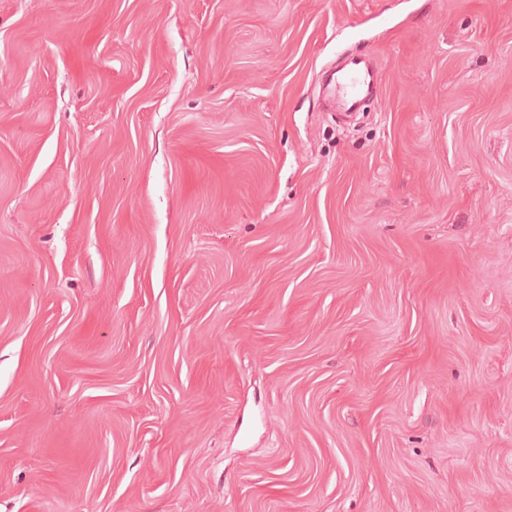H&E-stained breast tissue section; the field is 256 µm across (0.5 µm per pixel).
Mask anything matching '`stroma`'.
Returning <instances> with one entry per match:
<instances>
[{
	"instance_id": "obj_1",
	"label": "stroma",
	"mask_w": 512,
	"mask_h": 512,
	"mask_svg": "<svg viewBox=\"0 0 512 512\" xmlns=\"http://www.w3.org/2000/svg\"><path fill=\"white\" fill-rule=\"evenodd\" d=\"M0 512H512V0H0ZM375 82V72L364 56L348 58L342 69L333 75L336 103L344 111L358 109L372 92Z\"/></svg>"
}]
</instances>
